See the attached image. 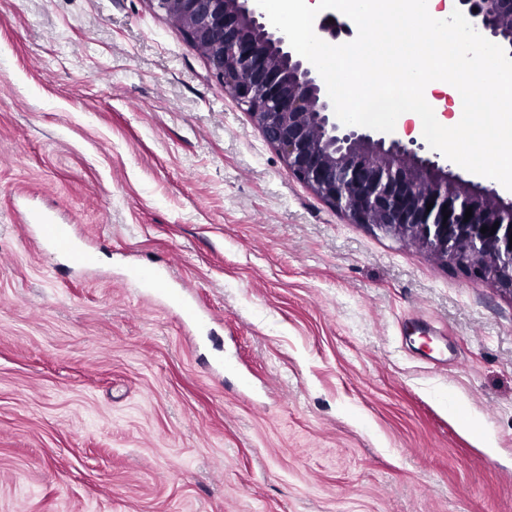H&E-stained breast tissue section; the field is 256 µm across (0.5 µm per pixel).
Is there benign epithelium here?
I'll list each match as a JSON object with an SVG mask.
<instances>
[{"label":"benign epithelium","mask_w":512,"mask_h":512,"mask_svg":"<svg viewBox=\"0 0 512 512\" xmlns=\"http://www.w3.org/2000/svg\"><path fill=\"white\" fill-rule=\"evenodd\" d=\"M207 58L288 171L365 224L512 293V197L449 171L413 137L364 128L321 94L316 61L265 22L261 0H148ZM474 37L512 59V0H457ZM433 204L427 209V204ZM472 217L464 221L467 208ZM496 228L492 234L482 227Z\"/></svg>","instance_id":"7a95c632"}]
</instances>
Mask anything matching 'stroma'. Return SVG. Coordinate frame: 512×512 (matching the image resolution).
Here are the masks:
<instances>
[{
	"instance_id": "1",
	"label": "stroma",
	"mask_w": 512,
	"mask_h": 512,
	"mask_svg": "<svg viewBox=\"0 0 512 512\" xmlns=\"http://www.w3.org/2000/svg\"><path fill=\"white\" fill-rule=\"evenodd\" d=\"M0 512H512V293L318 198L148 0H0ZM36 242L40 246L49 247L56 254L65 256L73 265L89 266L94 262V255L77 245L72 224L39 223Z\"/></svg>"
}]
</instances>
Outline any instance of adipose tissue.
<instances>
[{
  "label": "adipose tissue",
  "mask_w": 512,
  "mask_h": 512,
  "mask_svg": "<svg viewBox=\"0 0 512 512\" xmlns=\"http://www.w3.org/2000/svg\"><path fill=\"white\" fill-rule=\"evenodd\" d=\"M420 2L419 16L428 19V26L401 37L397 52L375 53L355 63L347 49L319 44L310 24L314 0H274L268 13L273 23L289 21L294 40L320 61L342 102L365 97L382 79H392L400 93L377 102L366 119H393L401 128L412 125L414 134L436 136L459 157L471 151L463 128L472 120L474 101L491 92L498 110L485 123L500 151L490 156L484 172L490 179L512 183V68L494 64L476 49L459 51L446 24L454 14L453 0Z\"/></svg>",
  "instance_id": "ef3b65f1"
}]
</instances>
